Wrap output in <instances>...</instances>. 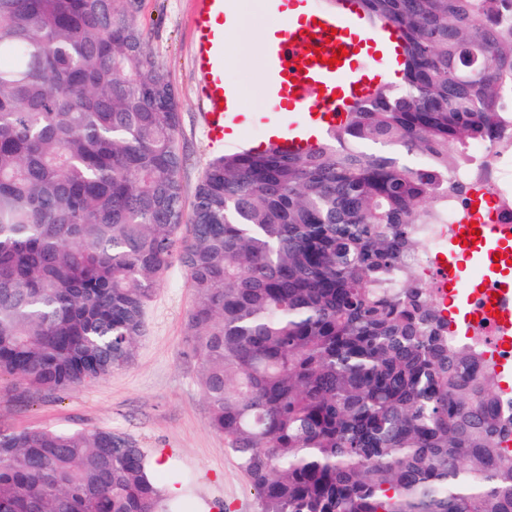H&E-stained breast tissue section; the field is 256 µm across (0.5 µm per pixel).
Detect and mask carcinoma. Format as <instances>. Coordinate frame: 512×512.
Masks as SVG:
<instances>
[{"mask_svg":"<svg viewBox=\"0 0 512 512\" xmlns=\"http://www.w3.org/2000/svg\"><path fill=\"white\" fill-rule=\"evenodd\" d=\"M402 73L305 155L224 153L185 211L178 95L140 0H0V375L96 384L161 276L259 512H512V415L411 260L473 142L512 121V0H357ZM108 429L0 423V512H196Z\"/></svg>","mask_w":512,"mask_h":512,"instance_id":"1","label":"carcinoma"}]
</instances>
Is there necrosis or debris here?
I'll use <instances>...</instances> for the list:
<instances>
[{
  "mask_svg": "<svg viewBox=\"0 0 512 512\" xmlns=\"http://www.w3.org/2000/svg\"><path fill=\"white\" fill-rule=\"evenodd\" d=\"M502 138L503 145L492 149L475 145L473 152L481 161L454 172L450 182L455 191L449 194L445 211L435 222L413 227L420 241L412 259L414 271L440 304L448 302L444 273L449 242L459 239L466 224L474 221L512 225V125L505 127ZM493 293L502 307L512 309V288L503 286L500 280L486 278L482 287L471 288L467 296L463 336H449L448 342L453 345L463 337L481 350L489 364L512 363V345L504 346L490 328L488 297Z\"/></svg>",
  "mask_w": 512,
  "mask_h": 512,
  "instance_id": "necrosis-or-debris-1",
  "label": "necrosis or debris"
}]
</instances>
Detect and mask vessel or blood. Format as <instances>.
Segmentation results:
<instances>
[{"instance_id": "1", "label": "vessel or blood", "mask_w": 512, "mask_h": 512, "mask_svg": "<svg viewBox=\"0 0 512 512\" xmlns=\"http://www.w3.org/2000/svg\"><path fill=\"white\" fill-rule=\"evenodd\" d=\"M227 0H197L193 17V71L201 102L200 119L211 148L237 144L241 130L260 123L254 149L270 146L301 154L344 123L349 107L376 86L394 82L402 63L395 29L372 24L356 0H278L276 23L258 53L266 73L264 95L270 113L255 119L243 108L240 90L226 79L233 58L225 46ZM340 63L332 57L338 48Z\"/></svg>"}]
</instances>
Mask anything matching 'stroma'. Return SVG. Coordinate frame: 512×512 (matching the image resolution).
Listing matches in <instances>:
<instances>
[{
    "mask_svg": "<svg viewBox=\"0 0 512 512\" xmlns=\"http://www.w3.org/2000/svg\"><path fill=\"white\" fill-rule=\"evenodd\" d=\"M241 18L252 46H228L238 65L229 77L244 94L248 111L264 113L268 106L258 86L262 61L257 47L265 35L259 0H242ZM196 0H141L139 17L152 56L167 69L180 103L177 143L184 156L186 198L218 152L210 148L200 126L191 66L192 18ZM192 291L179 267L161 278L145 314V330L134 362L91 387L74 386L34 399L20 395L9 378L0 379V418L18 427L58 430L104 428L125 435L149 456L168 461L157 471L167 483L169 468L189 472L197 503L220 504L224 512H257L256 495L224 438L209 424V404L198 381V366L186 354L187 313Z\"/></svg>",
    "mask_w": 512,
    "mask_h": 512,
    "instance_id": "35a3bbf8",
    "label": "stroma"
}]
</instances>
